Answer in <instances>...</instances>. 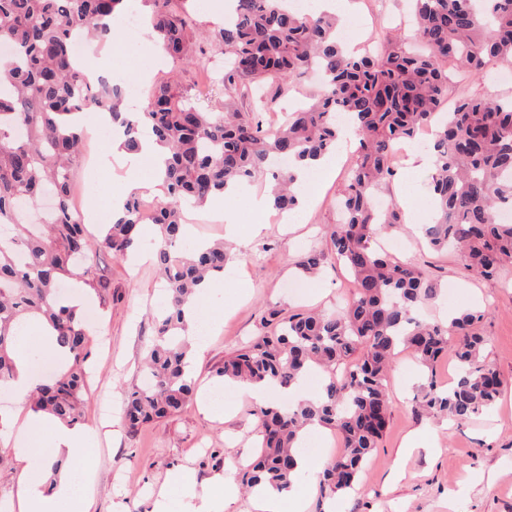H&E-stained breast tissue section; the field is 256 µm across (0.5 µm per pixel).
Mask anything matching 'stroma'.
Wrapping results in <instances>:
<instances>
[{
	"mask_svg": "<svg viewBox=\"0 0 512 512\" xmlns=\"http://www.w3.org/2000/svg\"><path fill=\"white\" fill-rule=\"evenodd\" d=\"M184 8L194 20L193 41L211 36L224 23V0H185ZM409 10L408 0H389L382 10L370 9L366 0H354L355 47L385 38L413 44ZM151 35V28H144L134 50L127 38L108 41L107 60L117 69L114 81L136 80L148 71L171 81L199 110L223 111V83L203 81L197 66L159 56ZM77 177L91 182L89 199L100 223H111L112 195L121 185L118 168L104 165L93 172L83 166ZM344 177V171H337L309 209L268 223L256 236L251 233L250 212L241 203L233 205L241 224L234 240L225 239L223 223L211 219L208 207H186L192 237L224 239L232 256L223 275L228 289L200 302L202 322L210 331L207 350L192 361L198 390L219 388L217 371L225 358L262 334V318L270 310L331 312L351 297L352 278L333 256H326L320 273L312 277L298 278L294 267L311 247H324V233L339 217L336 197ZM396 236L406 243L400 259L424 263L437 284L436 296L421 308L424 319L444 324L455 311L484 309L479 329L488 341L485 359L500 376L502 394L492 407L463 421L429 417L417 411L415 403L430 382L443 387L454 383L456 362L444 357L431 373L413 353L401 351L389 373L391 421L358 488L324 496L317 483L300 478L307 512H512V266L505 267L499 278H478L455 252L424 250L422 230L405 227ZM94 273L109 288L92 296L87 306L97 317L89 344L91 374L82 421L83 427L97 431L93 512H151L154 501L146 495L150 488L167 489L172 512H183L187 490L167 486L170 471L178 468L193 472L201 486L220 476L240 483L241 470L259 443L252 414L256 404L249 397L226 391L225 405L233 408L229 415L223 407L204 413L194 402L176 416L135 431L121 422L124 396L141 386L142 358L156 338L153 314L162 284L152 261H121L102 247L95 251ZM416 431L428 435L430 449L400 456L404 440Z\"/></svg>",
	"mask_w": 512,
	"mask_h": 512,
	"instance_id": "stroma-1",
	"label": "stroma"
}]
</instances>
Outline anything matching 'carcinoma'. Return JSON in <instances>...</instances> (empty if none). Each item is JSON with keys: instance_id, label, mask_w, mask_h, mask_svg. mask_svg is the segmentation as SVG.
<instances>
[{"instance_id": "carcinoma-1", "label": "carcinoma", "mask_w": 512, "mask_h": 512, "mask_svg": "<svg viewBox=\"0 0 512 512\" xmlns=\"http://www.w3.org/2000/svg\"><path fill=\"white\" fill-rule=\"evenodd\" d=\"M125 2L0 0V42L12 47L10 55L0 56V225L13 227L10 238H0V384L15 375L22 327L48 321L69 353L68 366L36 387L30 408L71 426L82 421L89 330L59 288L75 277L97 292L106 289L93 272L91 235L69 211L84 135L69 126L68 116L100 99L82 81L71 37L111 38L107 20L120 15ZM147 2L162 51L207 67L209 44L186 42L192 18L181 0ZM234 2V14L215 41L227 55L224 88L251 100L249 111L201 112L160 81L141 111L110 112L123 128L127 152L138 150L144 132L166 151V196L153 216H142L141 195L132 192L121 216L101 228L100 245L123 259L143 246L142 225H156L151 253L167 289L158 339L144 357L150 385L126 395L123 418L135 428L181 412L193 395L183 306L205 277L224 273L229 254L220 241L185 246L184 205H204L231 185L251 182L272 157L296 163L336 149V114L343 113L356 127L358 149L328 252L353 276V294L337 314L270 311L267 331L219 370L225 379L288 388L300 385L311 369L325 367L328 378L318 398L254 411L260 451L242 481L251 489L293 483L300 431L317 421L335 430L344 448L319 486L324 493H343L354 486L389 424L388 368L400 349L434 370L453 348L457 380L446 389L430 382L421 400L430 414L466 420L499 397V376L482 355L487 339L478 325L484 313L461 311L446 326L417 318L435 288L422 265L378 245L404 216L396 203L382 210L374 199L396 175L395 144L429 127L433 216L424 230L431 249L456 247L466 268L483 279L512 264V223L499 221L501 212L512 210V97L448 100V64L478 79L490 62L512 61V0H412L420 50L387 39L359 58L345 53L336 18L324 11L305 17L290 0ZM316 67L324 77L322 92L279 125L269 124L257 85L267 86L275 100L292 77ZM293 181L292 174L281 175L273 210L295 209ZM324 258V251L313 248L296 267L312 275Z\"/></svg>"}]
</instances>
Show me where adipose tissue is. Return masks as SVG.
<instances>
[{"label": "adipose tissue", "mask_w": 512, "mask_h": 512, "mask_svg": "<svg viewBox=\"0 0 512 512\" xmlns=\"http://www.w3.org/2000/svg\"><path fill=\"white\" fill-rule=\"evenodd\" d=\"M121 127H114L110 140L112 156H127V179L130 190L164 197L166 186L160 175L163 153L150 136H143L137 154L126 155ZM149 163L154 171L150 179L139 175L141 163ZM65 363L68 355L56 342L54 330L47 321L30 324L16 349V373L5 387L13 392L19 402H27L36 385V376L30 369V346ZM51 429V440L43 447L35 439L44 429ZM92 434L80 427H70L54 422L43 413L28 412L14 440L13 456L16 462V507L18 512H92L94 504V476L90 471L61 473L57 481L44 480L48 462L67 458L80 463L90 459Z\"/></svg>", "instance_id": "obj_1"}]
</instances>
